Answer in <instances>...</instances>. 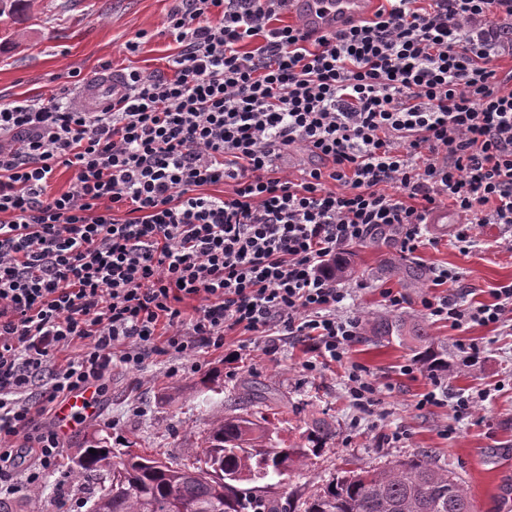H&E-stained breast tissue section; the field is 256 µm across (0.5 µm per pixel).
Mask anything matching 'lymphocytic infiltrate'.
I'll return each instance as SVG.
<instances>
[{
  "label": "lymphocytic infiltrate",
  "instance_id": "obj_1",
  "mask_svg": "<svg viewBox=\"0 0 512 512\" xmlns=\"http://www.w3.org/2000/svg\"><path fill=\"white\" fill-rule=\"evenodd\" d=\"M286 2L179 0L165 21L170 75L130 71L95 112L74 97L0 107L8 492L39 483L58 456L37 419L113 363L138 370L223 346L233 330L270 354V337H305L320 362H343L363 328L337 312L347 247L391 229L415 255L446 203L471 218L456 242L471 244L477 224L512 227V70L497 66L512 57V0H385L374 19L319 36L276 24ZM295 146L321 163L292 179L279 162ZM62 167L70 186L48 195ZM221 183L230 195L208 193ZM491 296L422 306L459 330L512 318V283ZM21 454L39 466L15 483Z\"/></svg>",
  "mask_w": 512,
  "mask_h": 512
}]
</instances>
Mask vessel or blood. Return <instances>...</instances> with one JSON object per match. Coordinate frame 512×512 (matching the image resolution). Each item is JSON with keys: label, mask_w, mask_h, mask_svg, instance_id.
<instances>
[{"label": "vessel or blood", "mask_w": 512, "mask_h": 512, "mask_svg": "<svg viewBox=\"0 0 512 512\" xmlns=\"http://www.w3.org/2000/svg\"><path fill=\"white\" fill-rule=\"evenodd\" d=\"M380 0H290L288 12L304 30L321 35L344 27L349 21L373 19ZM122 84L118 75H108L81 86L77 97L88 110L104 107ZM97 413V390L90 387L71 396L58 409L56 431L60 437L72 434L78 422H90Z\"/></svg>", "instance_id": "1"}]
</instances>
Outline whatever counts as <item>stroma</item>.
<instances>
[{"label":"stroma","instance_id":"1","mask_svg":"<svg viewBox=\"0 0 512 512\" xmlns=\"http://www.w3.org/2000/svg\"><path fill=\"white\" fill-rule=\"evenodd\" d=\"M175 5V0H33L27 11L1 16L0 104L76 92L106 63L115 73L162 74L175 52L164 33ZM135 38L141 41L139 50L126 52V41ZM473 233L475 243L468 250L456 247L448 235L407 257L380 235L354 244L342 311L367 322L393 313L425 320L431 336L447 343L451 355L462 346H478V370L440 378L421 368L408 374L404 367L413 355L399 340H359L345 366L363 368L377 388L374 405L363 410L350 397L345 367L302 371L311 346L295 338L280 341L277 353L269 355L259 346L239 351L242 335L232 331L224 348L191 358L155 355L139 370L117 363L99 392L97 418L62 442L56 466L38 488L11 495L10 503L16 512H26L31 501L42 512H59L63 505L70 512H89L99 477L72 488L59 483L87 437L97 435L117 450L156 454L172 463L201 444L215 417L241 415L267 418L274 440L288 443L296 442L311 420L330 424L334 436L317 454L285 474L272 472L248 483L256 495L291 498L298 512L345 472L382 468L423 453L464 483L475 512H512V329L476 325L461 332L449 322L425 318L422 298L446 295L447 286L414 288L395 273L405 264L427 273L449 268L461 277L465 304L489 301L490 288L512 282V232L483 224ZM388 288L404 296L400 307L384 299ZM211 370L223 375L222 389L204 386L202 378ZM430 391L439 405L418 408ZM466 397L476 398L474 413L457 416L454 407Z\"/></svg>","mask_w":512,"mask_h":512}]
</instances>
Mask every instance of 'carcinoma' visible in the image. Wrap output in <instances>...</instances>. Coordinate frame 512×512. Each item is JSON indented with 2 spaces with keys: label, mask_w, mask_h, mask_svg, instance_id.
<instances>
[{
  "label": "carcinoma",
  "mask_w": 512,
  "mask_h": 512,
  "mask_svg": "<svg viewBox=\"0 0 512 512\" xmlns=\"http://www.w3.org/2000/svg\"><path fill=\"white\" fill-rule=\"evenodd\" d=\"M399 274L406 283L424 284L418 267L403 266ZM368 332L376 343L396 337L433 375L448 370V348L416 321L391 315L370 323ZM332 437L328 425L315 421L306 441L317 451ZM185 452L195 462L172 468L92 439L79 449L84 462L69 468L68 479L78 484L87 472L109 476L91 512H245L255 502L253 493L234 482L271 470L280 474L307 455L302 444L279 447L262 422L240 416L214 421L205 447ZM304 512H474V506L455 474L433 466L424 453L388 468L344 475L311 496Z\"/></svg>",
  "instance_id": "obj_1"
}]
</instances>
